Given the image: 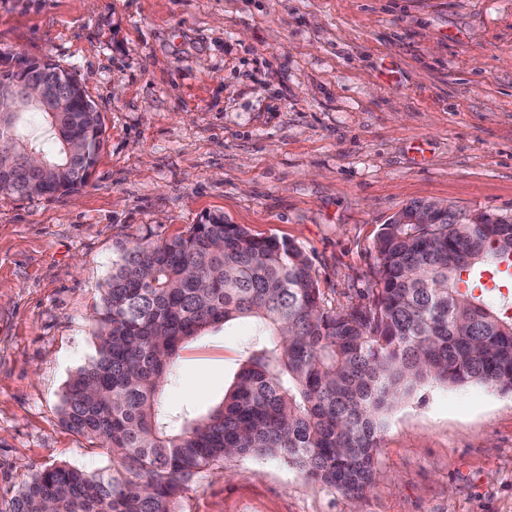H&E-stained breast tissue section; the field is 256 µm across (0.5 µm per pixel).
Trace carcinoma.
<instances>
[{"label":"carcinoma","instance_id":"1","mask_svg":"<svg viewBox=\"0 0 512 512\" xmlns=\"http://www.w3.org/2000/svg\"><path fill=\"white\" fill-rule=\"evenodd\" d=\"M16 105L0 89V192L70 193L102 146L97 112ZM41 115L42 139L26 131ZM45 171L32 175L28 158ZM414 201L381 225L364 304L326 306L306 252L209 213L184 234L121 248L93 313L94 354L68 379L65 427L112 466L35 473L0 512H177L204 470L245 457L286 461L355 499L370 486L383 418L424 383L512 393V299H491L487 271L512 278V217L448 207L411 224ZM480 294H475V290ZM248 321L224 397L205 413L168 401L176 359L206 332Z\"/></svg>","mask_w":512,"mask_h":512}]
</instances>
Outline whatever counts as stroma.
Segmentation results:
<instances>
[{
	"mask_svg": "<svg viewBox=\"0 0 512 512\" xmlns=\"http://www.w3.org/2000/svg\"><path fill=\"white\" fill-rule=\"evenodd\" d=\"M0 53L76 74L105 126L77 193H0V500L54 464H110L60 407L122 246L220 213L300 246L341 310L407 204L512 216V0H0ZM253 332L187 343L171 398L221 400ZM384 423L358 501L248 457L177 510L512 512L511 394L426 382Z\"/></svg>",
	"mask_w": 512,
	"mask_h": 512,
	"instance_id": "obj_1",
	"label": "stroma"
}]
</instances>
